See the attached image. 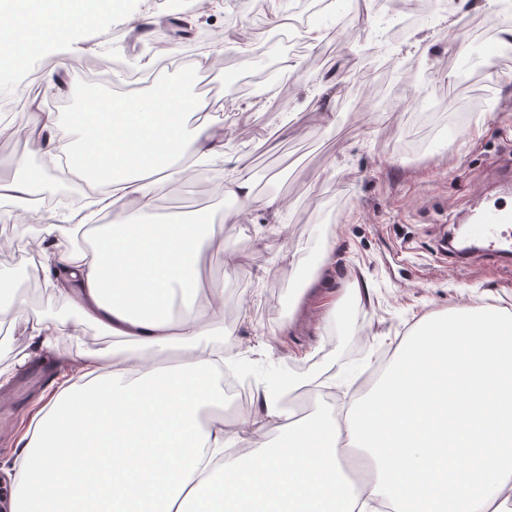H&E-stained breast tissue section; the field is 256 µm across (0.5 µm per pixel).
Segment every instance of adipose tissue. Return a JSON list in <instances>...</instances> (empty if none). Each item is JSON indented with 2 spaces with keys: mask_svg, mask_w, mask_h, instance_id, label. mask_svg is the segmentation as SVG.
Here are the masks:
<instances>
[{
  "mask_svg": "<svg viewBox=\"0 0 512 512\" xmlns=\"http://www.w3.org/2000/svg\"><path fill=\"white\" fill-rule=\"evenodd\" d=\"M112 0H0V64L22 66L33 48L62 39ZM197 99L175 84L112 105L89 98L62 123L37 112L34 150L66 160L71 177L97 189L80 226L91 250L63 246L61 224L44 225L47 287L70 297L80 318L126 337L132 352L81 354V382L62 386L24 435L9 512H512V308L474 302L423 321L401 343L376 388L348 415L319 406L306 421L262 393L279 436L224 459V346L213 341L222 288L198 268L204 241L224 227L195 220L149 224L145 181L214 162L235 170L224 194L276 223L279 200H257L210 124L188 130ZM81 143L69 139L72 128ZM111 222L99 223L101 213ZM179 361L158 366V354ZM366 451L350 491L339 457Z\"/></svg>",
  "mask_w": 512,
  "mask_h": 512,
  "instance_id": "1",
  "label": "adipose tissue"
}]
</instances>
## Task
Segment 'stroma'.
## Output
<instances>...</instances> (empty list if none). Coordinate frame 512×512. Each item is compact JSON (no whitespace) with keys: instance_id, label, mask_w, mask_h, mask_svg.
I'll use <instances>...</instances> for the list:
<instances>
[{"instance_id":"obj_1","label":"stroma","mask_w":512,"mask_h":512,"mask_svg":"<svg viewBox=\"0 0 512 512\" xmlns=\"http://www.w3.org/2000/svg\"><path fill=\"white\" fill-rule=\"evenodd\" d=\"M257 2L222 0L195 11L200 27L232 37L223 54L205 53L200 62H181L179 47L150 45L151 27L171 14V0H115L42 46L23 67H0V91L27 94L19 113L0 112V180L43 178L24 136L35 110L64 121L91 95L120 101L176 81L200 98L205 80H213L219 89L204 121L222 129L227 148L246 158L243 175L257 197L281 203L277 223L248 212L223 245L200 255L202 276L223 289L224 311L214 330L224 338V364L246 367L259 383L272 371H321L323 386L307 389V396L346 406L374 387L381 367L424 317L481 299L512 305V261L481 257L462 268L443 248L458 218L482 199L512 205V190L500 193L491 170L494 161L512 160V50L494 65L486 108L451 127L444 120L459 96L460 67L498 40L485 0H472L469 26H448L434 9L426 42L406 39L393 47L392 68L405 72L401 95L382 87L378 72L363 89L348 85L371 43L346 34L341 22L351 13L373 17V0H339L333 11L311 0L316 10L307 22L325 32L316 57L301 64L282 48L273 70L252 49L265 47L267 31L285 27L288 17L279 0H271L255 19ZM228 16L238 21L231 33ZM379 25L373 17L370 33ZM293 62L298 70H290ZM255 75L261 78L255 91L241 92L239 80ZM329 76L336 114L330 127L313 99L318 81ZM419 112L432 113L439 127L424 150L410 153L405 144L418 132ZM223 186L216 166L149 184L151 218L221 223L235 207ZM16 207L0 198V274L16 280L27 311L50 323L52 336L46 346L18 330L0 339V368L12 371L0 379V512L8 509L9 489L1 480L14 467L17 442L62 373L78 365V353L125 345L45 287L40 264L28 254L29 246L45 247L44 233L12 222ZM327 247L335 261L326 277L311 281ZM357 286L368 289L369 299L354 298ZM246 434L256 441L277 436L253 402L225 415V458L243 450Z\"/></svg>"}]
</instances>
